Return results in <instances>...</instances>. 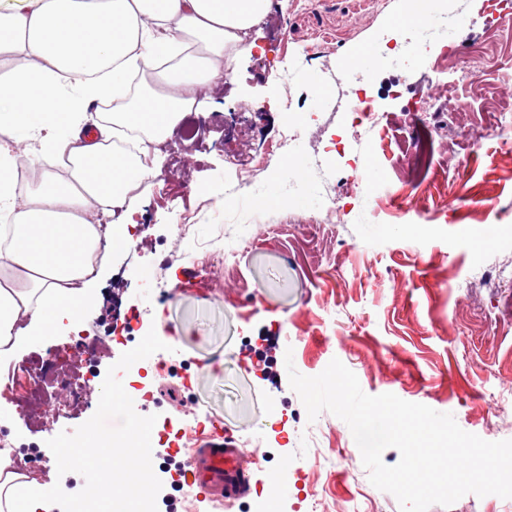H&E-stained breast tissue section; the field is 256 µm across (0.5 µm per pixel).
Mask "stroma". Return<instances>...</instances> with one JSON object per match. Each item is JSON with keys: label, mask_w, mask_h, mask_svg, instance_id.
Segmentation results:
<instances>
[{"label": "stroma", "mask_w": 512, "mask_h": 512, "mask_svg": "<svg viewBox=\"0 0 512 512\" xmlns=\"http://www.w3.org/2000/svg\"><path fill=\"white\" fill-rule=\"evenodd\" d=\"M468 48L457 34L445 42L460 49L444 73L403 71L404 97L377 99L384 128L370 141L351 144L344 156L326 158L330 140L346 130L348 115L337 102L345 93L348 61L367 81L378 67L379 43L408 31L406 0H271L249 30L251 50L237 55L230 76L201 94L204 135L183 148L182 164L169 179L142 181L132 220L141 264L125 266L124 254L108 255L84 306L82 327L96 326L139 306L157 335L172 346L175 363L191 365L186 381L157 382L153 414L179 416L184 398L197 413L230 429L250 462V478L281 491L267 512H294L297 499L325 493L327 512H400L396 498L375 488L365 467L348 469L345 449L355 441L348 425L324 411L308 420L287 373L277 383L239 361L243 337L278 336L277 362L292 358L302 375L320 374L339 359L370 395L401 399L453 414L465 431L488 441L512 439V150L489 131L494 112L512 110V85L496 69L472 75L470 56L512 60V29H490L482 0H473ZM326 46L309 56L312 44ZM317 85L315 121L298 142L308 160L301 183L269 171L260 189L270 199L249 224L224 221V183L233 173L225 156L246 158L253 144L280 138L291 122L284 99L301 100ZM422 101L439 123L440 139L465 130L478 135L466 162L436 152L433 167L408 169L403 141L411 132L408 99ZM370 158L363 192L381 197L370 207L341 198V222L318 230L309 219L314 190L338 192L351 168ZM465 192L473 207L447 204ZM191 216L189 242L223 233L241 242L235 267L205 266L183 256L173 226ZM37 357L57 368L80 369L66 328L39 333L14 355ZM96 403L66 401L63 411L39 409L27 442L45 446L61 431H74ZM282 411L289 426L317 434L286 445L263 462L259 427Z\"/></svg>", "instance_id": "1"}]
</instances>
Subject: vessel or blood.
<instances>
[{
    "instance_id": "vessel-or-blood-1",
    "label": "vessel or blood",
    "mask_w": 512,
    "mask_h": 512,
    "mask_svg": "<svg viewBox=\"0 0 512 512\" xmlns=\"http://www.w3.org/2000/svg\"><path fill=\"white\" fill-rule=\"evenodd\" d=\"M187 466L200 488L215 501L234 500L247 488V467L240 450L231 442L212 447L206 444L193 448Z\"/></svg>"
}]
</instances>
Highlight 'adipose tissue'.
Segmentation results:
<instances>
[{
    "label": "adipose tissue",
    "mask_w": 512,
    "mask_h": 512,
    "mask_svg": "<svg viewBox=\"0 0 512 512\" xmlns=\"http://www.w3.org/2000/svg\"><path fill=\"white\" fill-rule=\"evenodd\" d=\"M269 0H10L0 7V359L13 356L49 316L78 319L101 275L102 243L129 245L101 215L132 204L137 181L155 171L149 148L131 160L108 156L111 127L172 138L197 91L224 75V49L245 37ZM174 63L163 68L161 54ZM151 72L138 105L127 103L129 66ZM111 99L101 120L92 102ZM38 143L37 187L19 184L21 151ZM71 163L68 178L53 168ZM26 475L0 457V512H39L63 497L29 493Z\"/></svg>",
    "instance_id": "obj_1"
}]
</instances>
